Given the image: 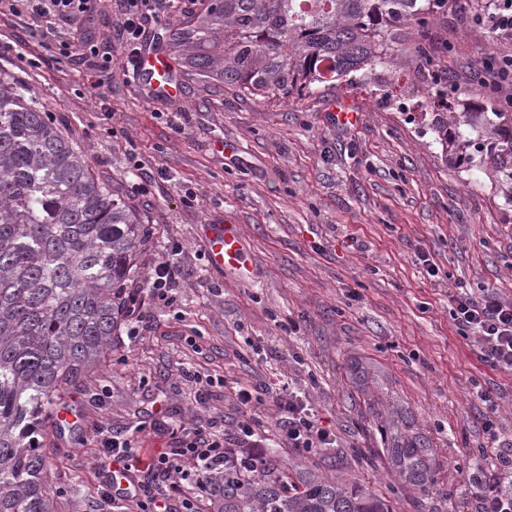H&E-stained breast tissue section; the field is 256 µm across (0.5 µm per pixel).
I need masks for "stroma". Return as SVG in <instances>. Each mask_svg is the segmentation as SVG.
Instances as JSON below:
<instances>
[{
    "mask_svg": "<svg viewBox=\"0 0 512 512\" xmlns=\"http://www.w3.org/2000/svg\"><path fill=\"white\" fill-rule=\"evenodd\" d=\"M432 38L450 48L440 60L451 76L449 100L497 108L478 70L490 44L512 50V39L456 7L434 23ZM126 55L113 42L116 69L95 83L53 60L17 19L0 18V74L27 87L146 229L129 286L145 321L123 326L102 364L57 401L75 426L45 425L57 512H140L163 498L170 512H183L164 483L136 466L139 502L111 499L103 432L137 433L148 454L174 452L179 424L194 422L236 448L244 411L223 380L261 385L283 373L336 438L309 458H331L335 472L357 477L393 512H477L494 472L492 444L512 443V375L478 357L452 317V297L463 288L512 300V205L486 175L473 181L441 161L420 120L431 109L427 70L401 67L388 88L339 81L282 99L180 66L182 97L156 100L123 74ZM413 84L410 112L388 111L385 90L397 95ZM339 109L356 120L337 121ZM189 191L195 202H186ZM219 219L243 232L248 275L210 266L205 234ZM171 240L185 244L187 259L179 285L159 297L141 283ZM420 253L437 275L418 264ZM358 361L384 374L431 438L440 462L432 499L402 490L380 456L355 464L353 449L379 445L350 379ZM189 365L214 381L205 406L181 374ZM480 390L491 401L478 400ZM488 416L494 440L482 428Z\"/></svg>",
    "mask_w": 512,
    "mask_h": 512,
    "instance_id": "35a3bbf8",
    "label": "stroma"
}]
</instances>
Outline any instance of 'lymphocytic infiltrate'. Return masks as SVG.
<instances>
[{
    "label": "lymphocytic infiltrate",
    "instance_id": "obj_1",
    "mask_svg": "<svg viewBox=\"0 0 512 512\" xmlns=\"http://www.w3.org/2000/svg\"><path fill=\"white\" fill-rule=\"evenodd\" d=\"M88 3L89 0H0V15L29 20L31 26L40 28L46 49L76 61L84 72L99 77L111 72L112 41L116 38L128 50L127 63H134L159 0H114L116 37L80 42L73 33V24L87 11ZM185 256L184 245L174 243L164 258L150 266L144 287L157 294L173 287ZM452 301L454 319L472 334L479 357L497 370L512 373V301L495 292L476 298L464 291L454 295ZM235 396L240 406L249 411L258 410L262 401H269L276 415V434L286 447L306 450L328 448L334 443L307 403L293 392L287 376L268 385L265 397L256 396L254 387L241 383L236 386ZM182 433V448L174 454L164 449L156 451L146 469L163 473L171 492L181 496L184 512H199L196 501L183 492L184 465L190 462L202 469L223 463L224 440L193 426L183 427ZM494 457L499 475L486 484L477 512H512V491L501 486L502 476L512 475V448L496 449Z\"/></svg>",
    "mask_w": 512,
    "mask_h": 512
}]
</instances>
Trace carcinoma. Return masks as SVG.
Returning <instances> with one entry per match:
<instances>
[{"instance_id": "cac0c4a2", "label": "carcinoma", "mask_w": 512, "mask_h": 512, "mask_svg": "<svg viewBox=\"0 0 512 512\" xmlns=\"http://www.w3.org/2000/svg\"><path fill=\"white\" fill-rule=\"evenodd\" d=\"M446 11L448 0H210L172 49L190 71L242 92L302 97L396 72L401 29L414 28L409 55L432 68L436 108L421 119L441 160L470 175L492 168L512 203V113L455 111L448 71L433 67L429 22ZM25 92L0 74V512H56L38 436L60 392L112 350L145 229ZM354 384L399 486L434 494L430 437L380 375L361 367ZM203 483L209 512H391L365 485L273 451L226 448Z\"/></svg>"}]
</instances>
